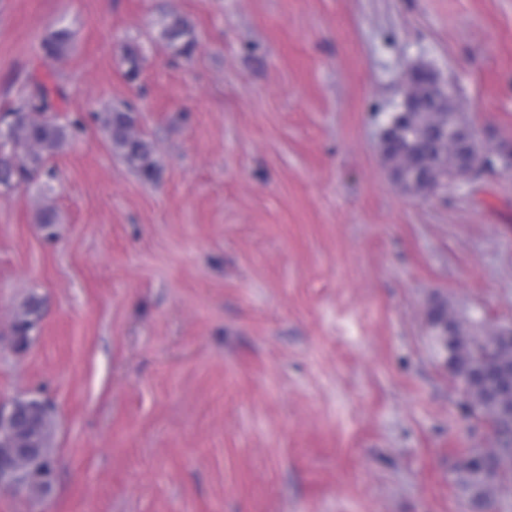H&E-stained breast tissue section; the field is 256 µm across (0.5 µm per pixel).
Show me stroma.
I'll return each mask as SVG.
<instances>
[{
    "label": "stroma",
    "instance_id": "obj_1",
    "mask_svg": "<svg viewBox=\"0 0 512 512\" xmlns=\"http://www.w3.org/2000/svg\"><path fill=\"white\" fill-rule=\"evenodd\" d=\"M414 63L512 144V0H0V112L45 79L65 114L130 104L157 168L92 125L44 196L0 194V405L47 400L55 460L0 512H469L455 469L491 431L425 310L512 322V172L393 184L380 134ZM160 37L176 56H189L197 45V36L181 18L172 16L162 27ZM72 33L67 26L49 29L40 42L41 56L44 61H58L71 49ZM39 320V305L32 301L27 305L26 311L15 324L14 333L20 343H27L30 333L34 330Z\"/></svg>",
    "mask_w": 512,
    "mask_h": 512
}]
</instances>
